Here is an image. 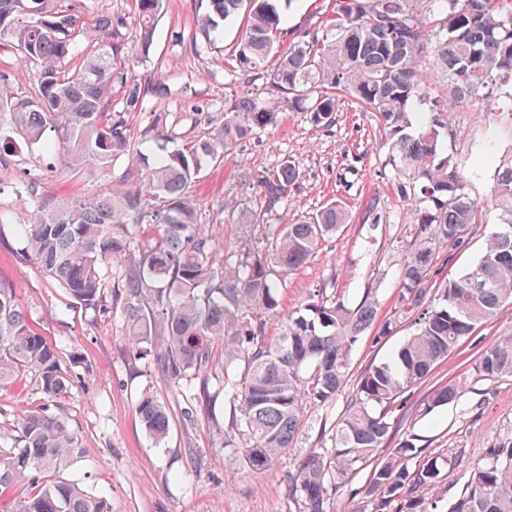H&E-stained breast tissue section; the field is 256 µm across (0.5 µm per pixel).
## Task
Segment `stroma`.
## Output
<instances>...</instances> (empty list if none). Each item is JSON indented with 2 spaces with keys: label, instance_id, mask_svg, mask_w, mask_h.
I'll use <instances>...</instances> for the list:
<instances>
[{
  "label": "stroma",
  "instance_id": "35a3bbf8",
  "mask_svg": "<svg viewBox=\"0 0 512 512\" xmlns=\"http://www.w3.org/2000/svg\"><path fill=\"white\" fill-rule=\"evenodd\" d=\"M66 4L90 25L102 15L124 22L120 36L130 53L120 69L121 79L112 82L113 110L122 109L127 82L159 78L172 94L147 100L142 111L128 114L135 148L120 155L109 173L50 177L44 173L49 157L27 149L14 168L0 172V184L7 187L0 195V210L10 219L0 226V279L14 285L38 332L56 346L62 362L74 366L79 374L71 392L55 408L80 444L79 454L61 477L104 497L112 512H294L286 488L304 449L319 447L331 438L345 397L360 372L391 356L410 330L401 324L383 338L376 329L367 330L352 351L341 396L329 405L309 408L307 430L298 446L270 467L252 471L241 461L240 449L230 445L235 433L222 390L223 354H215L208 369L205 395L189 404L182 381L158 363L162 335L153 336L149 355H139L130 343L129 326L112 290H105L101 306L84 308L35 265L20 263L13 226L29 219L33 204L26 194L12 192V185L31 175L44 199L91 196L124 184L129 171L155 157L154 113L182 115V138L190 141L207 136L213 123L223 120L225 96L248 92L259 101L268 99L261 84L232 73L228 63L245 31L243 17L230 19L211 36L197 29V16L207 0H165L146 57L134 51L138 23L133 0H66ZM331 4L332 0H293L283 21L288 41H298L315 28ZM444 119L450 135L443 138V149L465 166L471 197L488 202L500 160L512 156V109L494 100H479L461 111L445 113ZM386 154L375 116L344 99L332 130L313 126L304 114L286 111L277 125L262 129L255 140L228 150L222 163L204 162L194 195L203 213V232L220 244L216 263H223L226 253L260 241L261 228L233 223L224 205L236 201L259 209L253 176L283 159H290L301 174L292 192V214L316 211L334 199L351 214L350 223L324 242L281 288L278 314L267 319L266 337L278 335L288 314L306 304L329 279L334 280L337 294L349 302L358 301L366 285H374L378 321L393 314L400 266L418 227L385 167ZM373 201L383 216L375 226L361 220ZM494 228V219H487L461 249L442 253L436 265L439 279L471 269ZM510 334L512 304L440 362L408 393L407 402L416 404L434 388L460 376L469 379L467 393L423 419L402 422L394 438L412 433L416 446L452 453L465 464L480 459L497 442L512 438V380L492 382L471 376V367L487 343ZM146 389L168 414L169 430L160 441L146 433L135 412L136 400ZM43 402L29 374L0 388V450L9 451L20 419Z\"/></svg>",
  "mask_w": 512,
  "mask_h": 512
}]
</instances>
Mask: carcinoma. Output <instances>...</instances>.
<instances>
[{
    "instance_id": "carcinoma-1",
    "label": "carcinoma",
    "mask_w": 512,
    "mask_h": 512,
    "mask_svg": "<svg viewBox=\"0 0 512 512\" xmlns=\"http://www.w3.org/2000/svg\"><path fill=\"white\" fill-rule=\"evenodd\" d=\"M197 19L205 32L246 12L233 71L260 82L269 101L247 94L224 98V121L205 138L163 151L154 165L135 176L132 189H110L79 200L37 201L27 224L14 230L18 258L32 262L85 308L103 302L106 288L130 322L131 344L140 349L153 325H163L161 366L192 381L207 373L214 348L224 349V398L233 405L231 427L238 432L245 465L260 470L296 447L311 406L339 395L349 374L353 345L376 321L377 289L369 285L356 304L332 294L330 281L304 308L288 314L275 339L264 336L258 312L277 314L278 292L323 242L350 223L338 201L296 216L289 224H266L285 212L299 181L284 160L255 176L262 208L226 204L237 222L265 228L261 244L218 265L216 244L201 232L193 188L208 159L277 123L284 111L302 112L309 122L331 130L338 102L347 98L374 113L384 131L388 164L404 199L410 201L417 239L401 267L396 312L379 336L405 323L410 335L395 355L369 364L334 425L328 448L306 450L288 477L295 512H334L331 500L345 494L349 512H441L437 490L457 459L417 447L404 437L387 450L394 413L406 407L404 394L456 351L478 326L512 303V156L500 162L486 208L466 192L467 174L442 149L443 113L492 95L512 98V0H335L325 21L305 39L281 48L284 9L291 0H209ZM137 51L150 52L164 0H135ZM111 32L77 68L72 44L86 30L59 0H0V42L12 44L35 73L32 91L19 97L0 91V168L13 163L16 138L56 157L55 172L84 174L110 169L131 147L125 114L141 110L148 96L164 98L160 81L127 84L123 110H112V81L121 64L119 29L103 16L95 24ZM278 55L274 69L266 68ZM441 75L444 100L426 87ZM424 106L420 129L411 114ZM498 229L486 240L476 265L443 283L434 280L442 251L462 247L487 212ZM143 224L160 227L157 241H137ZM128 268L112 270V262ZM151 292L155 309L144 303ZM33 374L41 393L53 401L70 393L74 375L56 347L38 333L16 288L0 281V386ZM481 380L512 378V336L495 338L472 365ZM468 379L451 380L414 406L424 418L459 400ZM135 410L145 430L163 439L169 421L163 404L144 392ZM79 452L64 418L47 409L32 411L19 424L13 450L0 455V489L27 481L36 491L17 502L15 512H109L105 501L74 483L44 479L68 466ZM369 469L365 482L353 486ZM465 482L446 512H512V439L486 450L464 474Z\"/></svg>"
}]
</instances>
